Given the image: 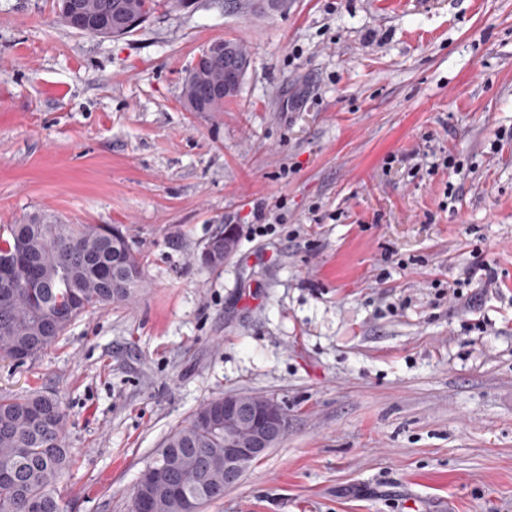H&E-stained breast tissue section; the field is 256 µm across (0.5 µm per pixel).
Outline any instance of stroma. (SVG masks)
I'll use <instances>...</instances> for the list:
<instances>
[{"instance_id": "stroma-1", "label": "stroma", "mask_w": 512, "mask_h": 512, "mask_svg": "<svg viewBox=\"0 0 512 512\" xmlns=\"http://www.w3.org/2000/svg\"><path fill=\"white\" fill-rule=\"evenodd\" d=\"M225 38L252 56L236 96L187 111ZM38 212L118 225L144 265L138 297L0 362V391L65 411L64 512H131L164 439L246 393L288 432L203 512H512V0H186L108 39L0 0V225ZM479 259L472 308L437 294Z\"/></svg>"}]
</instances>
